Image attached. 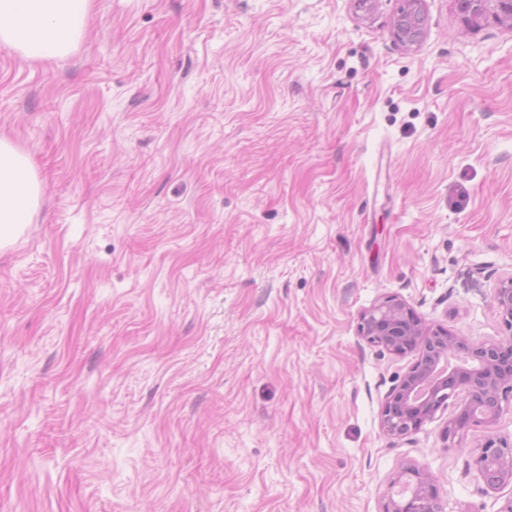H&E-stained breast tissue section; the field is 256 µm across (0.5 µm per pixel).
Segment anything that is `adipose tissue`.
<instances>
[{
  "label": "adipose tissue",
  "instance_id": "1",
  "mask_svg": "<svg viewBox=\"0 0 512 512\" xmlns=\"http://www.w3.org/2000/svg\"><path fill=\"white\" fill-rule=\"evenodd\" d=\"M91 0H0V46L30 63L65 57L81 41ZM42 184L31 158L0 137V247L30 223Z\"/></svg>",
  "mask_w": 512,
  "mask_h": 512
}]
</instances>
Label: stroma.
<instances>
[{
	"instance_id": "1",
	"label": "stroma",
	"mask_w": 512,
	"mask_h": 512,
	"mask_svg": "<svg viewBox=\"0 0 512 512\" xmlns=\"http://www.w3.org/2000/svg\"><path fill=\"white\" fill-rule=\"evenodd\" d=\"M94 0L70 55L0 46V135L43 183L0 249V512H382L404 467L499 512L496 424L393 438L403 300L475 343L512 275V22L456 0ZM419 1L409 0L408 8L401 11L395 22L397 36L402 43L413 44L424 34L425 15L419 6ZM410 35L415 37L408 39ZM475 468L490 488H498L512 481V440L489 437L474 458Z\"/></svg>"
}]
</instances>
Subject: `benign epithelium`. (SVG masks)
I'll return each instance as SVG.
<instances>
[{
    "mask_svg": "<svg viewBox=\"0 0 512 512\" xmlns=\"http://www.w3.org/2000/svg\"><path fill=\"white\" fill-rule=\"evenodd\" d=\"M474 4L470 18L475 21L492 7L512 15V0H474ZM494 301L507 334L479 344L426 324L395 296L379 300L360 314L358 332L367 342L397 355H417L386 395L380 416L385 434L402 437L419 431L447 407L450 395L457 391L465 393V399L442 429L446 441L466 427L491 426L505 409L512 408V275L499 282ZM474 465L490 488L511 482L512 441L487 438ZM400 483L409 495L389 498L384 512H442L438 489L428 472L405 467L392 480L394 485Z\"/></svg>",
    "mask_w": 512,
    "mask_h": 512,
    "instance_id": "1",
    "label": "benign epithelium"
}]
</instances>
